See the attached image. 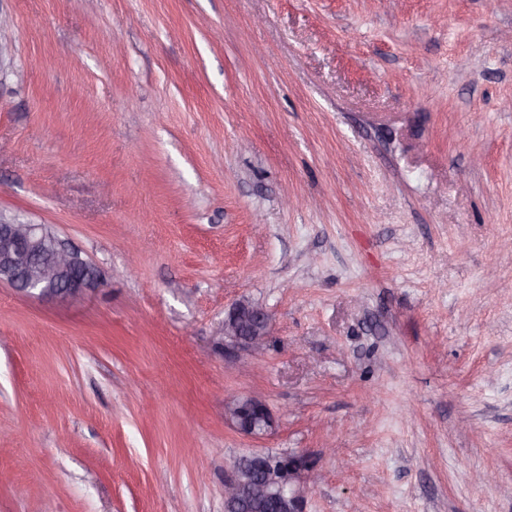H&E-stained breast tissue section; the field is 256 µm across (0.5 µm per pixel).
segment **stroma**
Segmentation results:
<instances>
[{
	"mask_svg": "<svg viewBox=\"0 0 512 512\" xmlns=\"http://www.w3.org/2000/svg\"><path fill=\"white\" fill-rule=\"evenodd\" d=\"M0 214L105 276L0 284V512H512V0H0ZM272 326V319L262 306L248 300L238 301L224 318V353L261 354L272 333ZM224 417L243 436L261 438L276 429V419L267 404L254 395L228 398L224 404ZM258 452L240 458L224 476V511L244 512L250 501L272 499L281 512H306L304 496L296 485L306 462L301 456L282 454L267 464Z\"/></svg>",
	"mask_w": 512,
	"mask_h": 512,
	"instance_id": "obj_1",
	"label": "stroma"
}]
</instances>
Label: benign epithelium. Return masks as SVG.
<instances>
[{
    "instance_id": "obj_1",
    "label": "benign epithelium",
    "mask_w": 512,
    "mask_h": 512,
    "mask_svg": "<svg viewBox=\"0 0 512 512\" xmlns=\"http://www.w3.org/2000/svg\"><path fill=\"white\" fill-rule=\"evenodd\" d=\"M0 283L49 302H65L105 285L97 268L68 247L48 224H29L0 215ZM272 333V319L260 305L248 300L234 304L224 318V352L262 353ZM224 417L243 436L261 438L276 429L267 404L254 395L225 401ZM305 460L282 454L267 464L263 454L240 458L224 476V512H242L250 501L271 499L282 512H305L304 496L296 485Z\"/></svg>"
}]
</instances>
